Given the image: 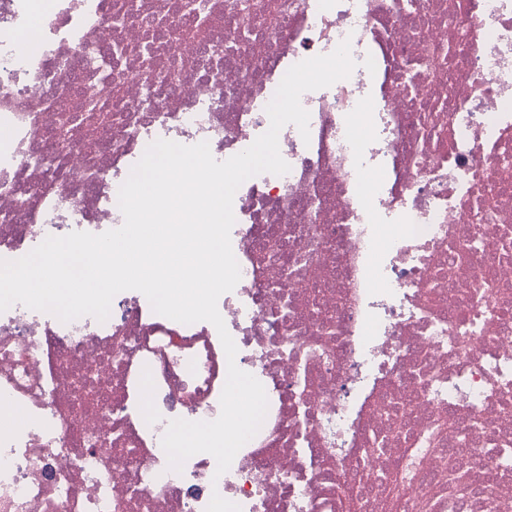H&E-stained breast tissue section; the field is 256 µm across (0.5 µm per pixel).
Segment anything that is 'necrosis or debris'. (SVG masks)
<instances>
[{"mask_svg":"<svg viewBox=\"0 0 512 512\" xmlns=\"http://www.w3.org/2000/svg\"><path fill=\"white\" fill-rule=\"evenodd\" d=\"M196 2L0 0V259L120 227L155 140L245 150L287 70L349 41L351 75L301 97L309 139L279 133L289 172L234 197L218 309L265 420L226 473L171 471L168 423L220 414L216 328L135 290L103 322L15 304L0 512H512V0Z\"/></svg>","mask_w":512,"mask_h":512,"instance_id":"obj_1","label":"necrosis or debris"}]
</instances>
